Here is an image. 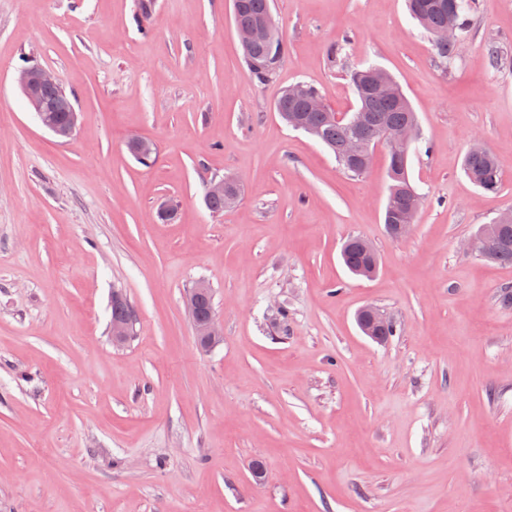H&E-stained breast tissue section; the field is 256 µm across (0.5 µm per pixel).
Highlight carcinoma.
Segmentation results:
<instances>
[{"label":"carcinoma","instance_id":"obj_1","mask_svg":"<svg viewBox=\"0 0 512 512\" xmlns=\"http://www.w3.org/2000/svg\"><path fill=\"white\" fill-rule=\"evenodd\" d=\"M408 7L414 18L428 33L435 54L443 65H448L456 54L453 42L437 39V32L448 26V13H453L460 33L468 28V14L471 0H408ZM271 16L270 0H241V20L258 25ZM246 65L260 84L271 81L277 74L282 57L283 43L278 32L267 35L260 32L248 44L242 46ZM392 79L384 69L370 65L355 67L349 71V81L357 97L358 107L351 116L339 119L330 107L321 111L309 108V100L320 98V90L310 84L301 83L302 93L298 98L288 96L283 91L278 98L277 112L280 115L290 113L303 120L315 130V138L331 151L342 169L353 175L361 176L366 170L347 158L348 140L355 137L367 145L379 140L384 133L394 134L409 127H417V115L403 92L394 97L379 94L372 88L377 76ZM409 154L396 159H388V196L384 211V224L388 232H393L398 224H412L416 211L407 207V199L417 195L409 180ZM463 168L468 178L479 188L495 192L501 183V171L494 155L488 151H467ZM494 252L475 256L489 261L512 264V226L498 232ZM343 262L349 271L360 277L369 278L377 269L363 249L354 241L347 240L343 252Z\"/></svg>","mask_w":512,"mask_h":512}]
</instances>
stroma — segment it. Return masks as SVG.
I'll return each instance as SVG.
<instances>
[{
	"instance_id": "35a3bbf8",
	"label": "stroma",
	"mask_w": 512,
	"mask_h": 512,
	"mask_svg": "<svg viewBox=\"0 0 512 512\" xmlns=\"http://www.w3.org/2000/svg\"><path fill=\"white\" fill-rule=\"evenodd\" d=\"M141 2L0 0V512H512V264L462 248L512 209V0H474L447 67L405 0H273L284 54L264 85L232 0ZM33 63L74 96L70 140L16 84ZM368 64L419 119L399 239L385 147L349 176L275 110L306 81L351 112L346 73ZM476 141L498 192L463 172ZM226 174L242 195L210 212ZM352 236L374 277L344 267ZM200 282L223 327L208 351ZM116 292L135 311L120 347ZM368 305L386 342L357 326ZM232 183H238L237 178L232 175H227L222 177L221 179H213L209 182L208 190L210 194L207 192V187L205 190V203L210 211L213 213H221L224 212V208H227L234 204L240 197V192H236L235 194L230 193V186ZM229 196L230 201L228 197ZM213 195H222V196H213ZM234 202V203H232ZM209 286L205 283H198L189 293L187 302L188 310L192 318V323L197 339V346L201 350H208L223 340V331L216 318L215 310L212 309L204 319H197L194 314L196 297L199 294L206 293ZM356 320L361 331L372 339H375V336H380V340H383L387 336H393V324L389 320L386 322V317L373 306H365L361 308L358 311ZM381 323H385V326L380 334L371 336L374 328L379 326Z\"/></svg>"
}]
</instances>
